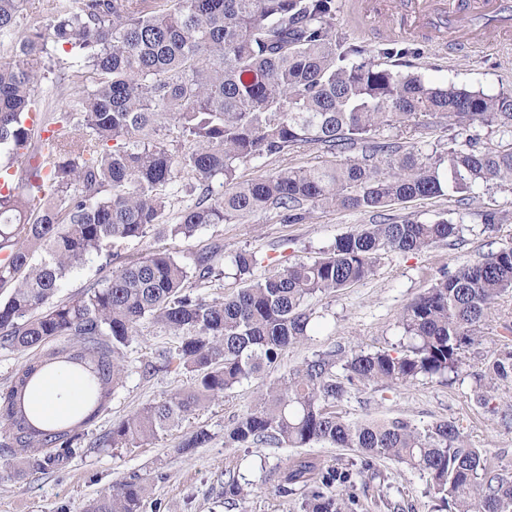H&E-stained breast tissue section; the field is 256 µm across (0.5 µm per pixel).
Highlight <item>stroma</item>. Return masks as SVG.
<instances>
[{
  "instance_id": "stroma-1",
  "label": "stroma",
  "mask_w": 512,
  "mask_h": 512,
  "mask_svg": "<svg viewBox=\"0 0 512 512\" xmlns=\"http://www.w3.org/2000/svg\"><path fill=\"white\" fill-rule=\"evenodd\" d=\"M388 20L374 23L371 34L355 30L348 21L345 0H336L338 34L368 46V61L383 62V49L406 50L413 71L429 83L483 91L489 95L512 93V47L476 46L464 56L388 35ZM330 154L305 150L287 159L263 158L240 167L238 176L250 179L280 168L310 167L330 163ZM469 205L447 189L444 195L398 203L385 208L384 218L411 217L422 222L448 218L459 224L455 245H436L417 254H385L373 276L340 292L310 299L312 315L307 340L286 350L274 373L285 375L315 353L342 345L365 350L398 349L403 341L397 326L406 305L424 293L444 273L476 263L485 255L512 247V193L492 184L473 187ZM496 209L509 214L501 224H482L481 211ZM372 213L318 207L302 224H289L274 213L257 212L232 223L213 224L192 238L147 237L140 242L118 243L119 258L148 250H166L188 261L208 250L214 241L224 243L225 255L245 249L254 252L255 277L262 278L300 262L310 261L330 249L337 237L371 223ZM482 343L462 356L457 373L445 378H422L395 390L375 386L340 403L344 418H404L418 425L452 420L467 442L485 448L512 464V380L485 390L479 376L497 354L512 352V294L499 299L480 329ZM178 338L156 325L144 324L124 349L123 383L107 408L90 424L79 428L75 451L62 464L25 474L13 472V462L0 454V512H84L88 501L132 475L148 478L151 490L142 512H300L301 494L282 495L270 485L271 472L285 469L297 451L293 448H228L224 432L257 403L264 381L254 378L205 404L182 424L158 439L127 448H105L101 441L112 426L191 385L193 376L181 369H163L154 375L141 372L145 363L157 362L161 352L174 349ZM489 393L488 405L477 397ZM199 429L211 436L202 448L182 450V442ZM377 469L393 488L400 490L406 512H432L426 481L403 464L381 460ZM235 478L242 495L233 508L224 506V482Z\"/></svg>"
}]
</instances>
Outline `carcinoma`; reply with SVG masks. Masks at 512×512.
Wrapping results in <instances>:
<instances>
[{
  "mask_svg": "<svg viewBox=\"0 0 512 512\" xmlns=\"http://www.w3.org/2000/svg\"><path fill=\"white\" fill-rule=\"evenodd\" d=\"M42 17L30 24L31 13ZM336 0H0V346L67 347L20 366L0 391V452L27 468L67 457L76 427L33 414L26 395L49 370L83 381L75 409L91 423L120 384L123 347L146 323L178 336L164 356L195 374L192 385L144 406L112 428L105 446L157 439L205 403L276 366L309 336L308 299L373 275L384 253L453 245L458 225L405 217L340 236L311 262L253 278L254 253L232 256L240 287L207 301L188 290L223 274L224 244L193 258L194 272L165 251L112 267V245L151 233L189 239L209 224L275 212L301 224L316 206L377 212L396 202L493 183L512 192V95L434 86L405 64L359 63L369 52L334 34ZM63 51L65 62L55 60ZM62 66L74 96L66 112L38 111L42 81ZM454 126L448 147L379 140L386 127ZM499 136L481 145V131ZM319 148L361 156L326 167H288L241 181L254 160ZM184 181L181 188L175 182ZM222 190L214 191L213 182ZM191 196L183 203L179 191ZM175 212L173 224L164 223ZM104 259L102 279L58 301L66 280ZM512 293V248L491 252L437 280L402 311L403 350L338 346L270 381L256 407L227 432L229 447L353 448L360 468H324L298 457L276 488L304 491L302 512H358L356 477L375 462L403 463L426 477L436 512H512V468L471 447L452 420L350 421L338 404L355 392L390 389L458 372L481 345L480 326ZM512 378V352L480 379ZM56 449L39 461V449ZM390 512H404L389 484L376 486ZM147 479L133 476L85 512H140Z\"/></svg>",
  "mask_w": 512,
  "mask_h": 512,
  "instance_id": "cac0c4a2",
  "label": "carcinoma"
}]
</instances>
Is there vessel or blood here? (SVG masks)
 <instances>
[{
	"label": "vessel or blood",
	"mask_w": 512,
	"mask_h": 512,
	"mask_svg": "<svg viewBox=\"0 0 512 512\" xmlns=\"http://www.w3.org/2000/svg\"><path fill=\"white\" fill-rule=\"evenodd\" d=\"M358 24L384 15L393 30L455 54L512 38V0H353Z\"/></svg>",
	"instance_id": "vessel-or-blood-1"
}]
</instances>
